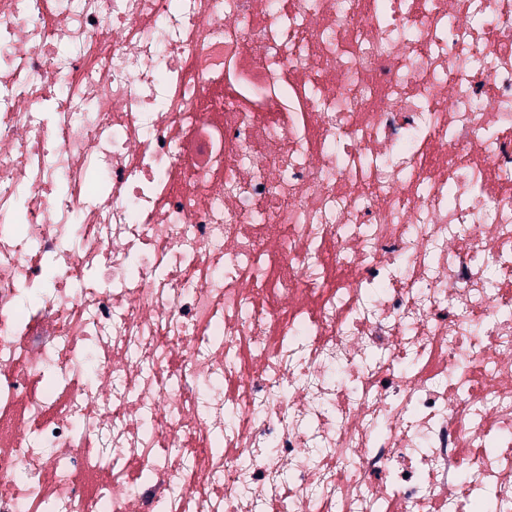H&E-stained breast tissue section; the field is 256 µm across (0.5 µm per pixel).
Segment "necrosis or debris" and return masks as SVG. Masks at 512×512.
Here are the masks:
<instances>
[{
	"label": "necrosis or debris",
	"instance_id": "4bbe7bcc",
	"mask_svg": "<svg viewBox=\"0 0 512 512\" xmlns=\"http://www.w3.org/2000/svg\"><path fill=\"white\" fill-rule=\"evenodd\" d=\"M512 512V0H0V512Z\"/></svg>",
	"mask_w": 512,
	"mask_h": 512
}]
</instances>
